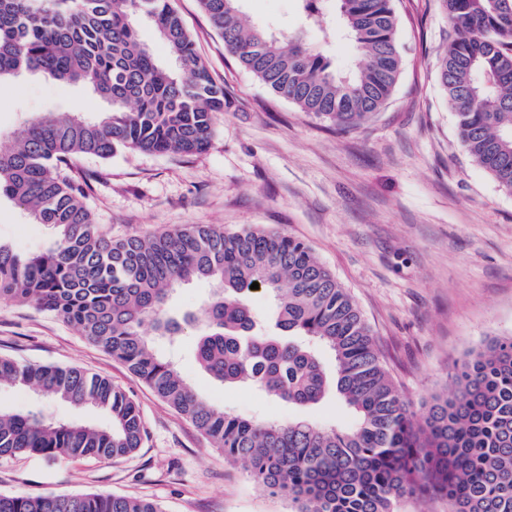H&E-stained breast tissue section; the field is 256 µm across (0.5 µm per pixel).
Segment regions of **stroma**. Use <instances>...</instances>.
<instances>
[{
	"mask_svg": "<svg viewBox=\"0 0 512 512\" xmlns=\"http://www.w3.org/2000/svg\"><path fill=\"white\" fill-rule=\"evenodd\" d=\"M171 5L229 105L203 152L80 158L74 174L90 184L85 204L95 223L116 239L188 224L230 232L259 224L305 241L353 297L394 382L423 414L469 350L512 335V193L459 144L436 68L448 46L441 0H397L399 82L380 112L346 131L274 96L238 65L199 0ZM241 10L247 26L301 34L336 71L352 68L356 52L336 0H324L319 28L305 24L297 0H242ZM108 108L81 84L30 75L0 83V145L10 146L26 118ZM53 242L50 226L0 199V243L41 253ZM174 352L182 375L216 408L282 421L310 414L224 386L196 363L193 337ZM0 355L106 377L133 396L147 427L142 447L122 459L0 456V492L115 494L154 500L165 512H291L288 499L261 492L122 362L36 304L0 300ZM34 405L57 419L107 421L91 406L0 388L1 407ZM310 415L339 426L352 420L332 399Z\"/></svg>",
	"mask_w": 512,
	"mask_h": 512,
	"instance_id": "35a3bbf8",
	"label": "stroma"
}]
</instances>
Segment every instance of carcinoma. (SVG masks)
Segmentation results:
<instances>
[{
  "label": "carcinoma",
  "instance_id": "1",
  "mask_svg": "<svg viewBox=\"0 0 512 512\" xmlns=\"http://www.w3.org/2000/svg\"><path fill=\"white\" fill-rule=\"evenodd\" d=\"M226 50L278 97L338 128L378 112L402 68L395 0H338L355 44V70L341 76L301 38L249 28L241 0H199ZM321 0H299L310 25ZM453 37L438 74L461 147L512 192V0H442ZM147 18L174 58L160 64L134 21ZM44 73L81 83L109 101L93 119L60 112L27 120L0 149V196L48 224L44 253L0 243V299L33 302L121 360L158 398L191 421L259 488L294 512H397L430 496L448 512H512V337L470 350L451 389L415 416L391 379L351 295L303 241L254 226L226 233L193 224L114 240L70 176L83 156L120 149L194 154L209 145L224 86L211 78L170 0H0V80ZM194 280L213 285L197 314L167 309ZM259 289L252 290V283ZM271 298L270 328L251 298ZM198 329V363L226 386L246 385L300 408L331 395L347 427L245 418L210 406L158 355ZM335 361L328 373L322 354ZM32 389L73 406L94 404L108 423L55 421L40 410L0 407V455L120 457L141 447L146 427L134 399L99 375L0 356V386ZM0 512H164L143 499L100 493H0Z\"/></svg>",
  "mask_w": 512,
  "mask_h": 512
}]
</instances>
